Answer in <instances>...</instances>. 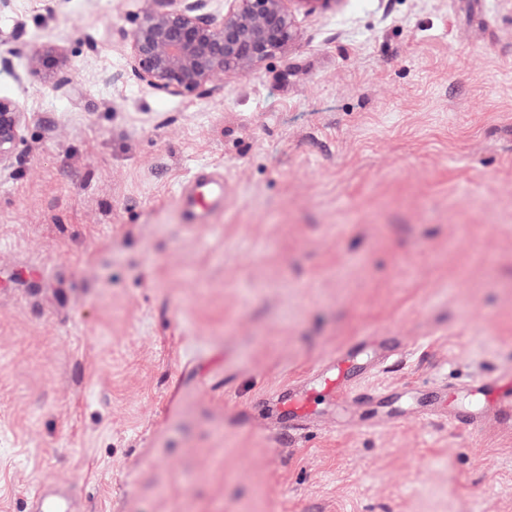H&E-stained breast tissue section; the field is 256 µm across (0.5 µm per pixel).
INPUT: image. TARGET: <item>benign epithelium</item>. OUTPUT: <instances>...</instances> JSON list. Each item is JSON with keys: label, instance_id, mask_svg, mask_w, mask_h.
Here are the masks:
<instances>
[{"label": "benign epithelium", "instance_id": "7a95c632", "mask_svg": "<svg viewBox=\"0 0 512 512\" xmlns=\"http://www.w3.org/2000/svg\"><path fill=\"white\" fill-rule=\"evenodd\" d=\"M210 0H146L135 26L124 34L132 69L156 92L180 97L213 95L224 89L216 78L244 72L283 52L296 36V6L308 13L340 0H225L224 15L206 12ZM34 73L68 81L67 55L49 46L29 59ZM28 120L19 100L0 96V170L17 160V146Z\"/></svg>", "mask_w": 512, "mask_h": 512}]
</instances>
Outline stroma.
<instances>
[{
    "label": "stroma",
    "mask_w": 512,
    "mask_h": 512,
    "mask_svg": "<svg viewBox=\"0 0 512 512\" xmlns=\"http://www.w3.org/2000/svg\"><path fill=\"white\" fill-rule=\"evenodd\" d=\"M143 0H11L0 33L70 83L0 171V512H512V0H339L215 96L155 92L121 39ZM228 193L206 224L178 193ZM403 344L298 431L270 400ZM67 61L63 48L49 46L33 52L29 59V66L32 72L56 78L58 84H64L69 79L64 72ZM188 187H191L195 207L191 213V222L192 224H204L210 206L224 202V180L223 178L204 176L202 170L196 173ZM28 499L26 512H71L68 498L47 484H41Z\"/></svg>",
    "instance_id": "1"
}]
</instances>
